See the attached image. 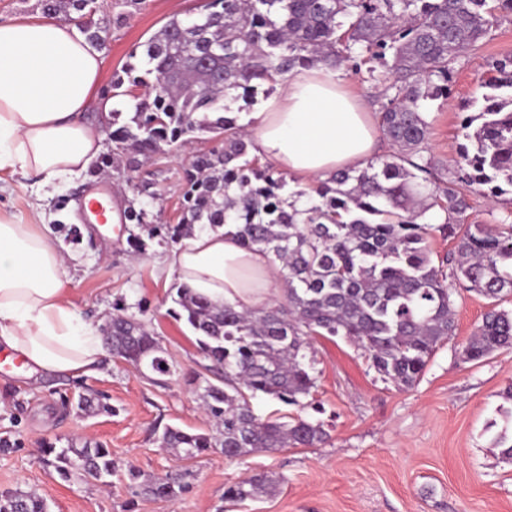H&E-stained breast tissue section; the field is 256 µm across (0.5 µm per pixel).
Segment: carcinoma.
<instances>
[{"instance_id":"cac0c4a2","label":"carcinoma","mask_w":512,"mask_h":512,"mask_svg":"<svg viewBox=\"0 0 512 512\" xmlns=\"http://www.w3.org/2000/svg\"><path fill=\"white\" fill-rule=\"evenodd\" d=\"M209 0L188 21L176 15L144 44L142 64H128L112 79V96L132 98L130 111L114 109L105 125L112 149L89 175L137 172L157 155L207 135L216 142L195 154L184 174L183 203L175 224H151L128 202L124 222L148 239L177 244L196 231L229 228L247 249L264 251L281 266L286 302L240 311L187 288H177L178 309L215 381L201 399L219 421L216 433L167 426L162 447L180 458L220 448L235 461L258 451L316 448L328 439L313 392L317 387L312 340L341 336L360 350L382 380L414 387L431 357L455 335L453 278L490 301L461 356L481 363L512 347V224H467L472 195L512 204V59L496 63L484 92L468 103L453 176L444 177L423 155L430 122L423 102L448 98L449 64L481 41L495 11L512 0ZM45 14L75 13L89 41L105 43L94 15L97 0H40ZM381 87L378 123L396 151L356 172L341 169L314 185L289 189L287 175L259 162L247 125L228 116L227 101L252 106L262 82L285 80L298 68L361 71ZM143 93L134 95L132 88ZM439 215L442 222L425 220ZM453 249L433 259L435 234ZM112 355L159 375L171 365L159 341L131 316L115 314L104 336ZM264 394L296 409L287 418L262 417L250 402ZM66 477L79 472L109 483L112 452L101 443L53 445L44 450ZM187 473L173 471L142 485L173 500ZM255 474L224 486V500L244 502L275 491ZM0 512H48L44 498L14 491L0 495Z\"/></svg>"}]
</instances>
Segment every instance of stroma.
Here are the masks:
<instances>
[{
	"instance_id": "obj_1",
	"label": "stroma",
	"mask_w": 512,
	"mask_h": 512,
	"mask_svg": "<svg viewBox=\"0 0 512 512\" xmlns=\"http://www.w3.org/2000/svg\"><path fill=\"white\" fill-rule=\"evenodd\" d=\"M200 0H145L128 23L109 27L101 90L129 54L171 16L197 13ZM512 56V12L498 13L476 48L450 65L447 99L427 102L431 123L429 155L441 169L454 167L462 141L463 106L480 96L495 63ZM200 138L172 154L155 157L138 179H152L157 199L145 200L150 220L173 223L181 202L184 170L194 154L210 149ZM93 185L82 176L47 204L48 211L80 231L79 241L60 237L63 254L78 258L70 300L84 319L108 326L115 304L142 321L172 365L166 376L140 373L108 358L102 376H25L0 351V493L24 491L44 498L49 512H512V462L502 459L495 439L512 434V349L481 363L459 356L488 309V302L462 291L456 298V335L442 344L421 381L400 391L382 381L353 346L341 338L313 344L320 419L328 441L317 448L258 452L227 461L220 449L192 459L162 448L164 426L215 432L200 393L208 361L184 322L175 320L178 282L160 265L166 247L151 241L143 258L129 254L128 233L139 226L113 225L111 236L90 232L74 211ZM106 397L112 413L86 415L71 408L79 395ZM99 442L112 452L116 473L110 485L62 477L43 459L45 443ZM153 479L169 470H188V486L176 500L144 496L127 478L128 469ZM259 472L278 480L273 495L238 505L224 500L226 484Z\"/></svg>"
}]
</instances>
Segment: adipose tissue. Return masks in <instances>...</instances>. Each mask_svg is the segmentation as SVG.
<instances>
[{
	"label": "adipose tissue",
	"mask_w": 512,
	"mask_h": 512,
	"mask_svg": "<svg viewBox=\"0 0 512 512\" xmlns=\"http://www.w3.org/2000/svg\"><path fill=\"white\" fill-rule=\"evenodd\" d=\"M101 68L75 22H0V173L39 182L29 221L0 210V349L34 373L95 377L108 356L99 325L81 319L69 299L71 260L45 229L42 206L103 150L102 129L84 117ZM256 117L250 133L259 152L305 179L364 166L376 145L368 115L323 67L295 71ZM162 262L181 286L240 310L261 307L283 286L265 253L222 229L182 239Z\"/></svg>",
	"instance_id": "1"
}]
</instances>
